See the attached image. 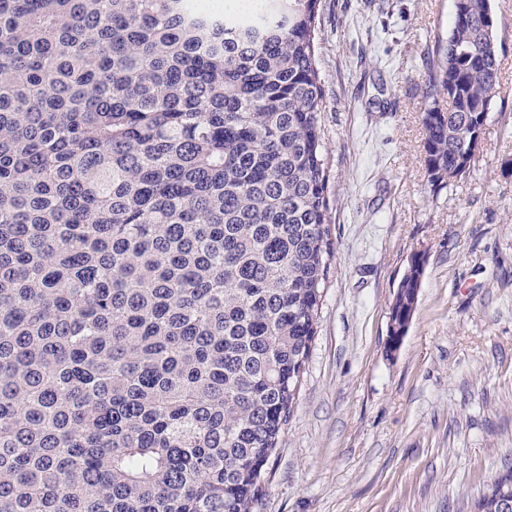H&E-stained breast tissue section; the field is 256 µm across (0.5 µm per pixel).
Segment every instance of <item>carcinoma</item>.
Masks as SVG:
<instances>
[{
    "label": "carcinoma",
    "instance_id": "cac0c4a2",
    "mask_svg": "<svg viewBox=\"0 0 512 512\" xmlns=\"http://www.w3.org/2000/svg\"><path fill=\"white\" fill-rule=\"evenodd\" d=\"M319 5L0 0V512H254L330 257ZM425 67L434 193L499 94L490 0Z\"/></svg>",
    "mask_w": 512,
    "mask_h": 512
}]
</instances>
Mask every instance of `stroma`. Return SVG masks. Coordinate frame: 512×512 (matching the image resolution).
Returning <instances> with one entry per match:
<instances>
[{
	"label": "stroma",
	"instance_id": "1",
	"mask_svg": "<svg viewBox=\"0 0 512 512\" xmlns=\"http://www.w3.org/2000/svg\"><path fill=\"white\" fill-rule=\"evenodd\" d=\"M469 174L430 192L422 59L452 0H321L330 242L298 404L255 512H473L512 466V0ZM426 264L399 350L389 308Z\"/></svg>",
	"mask_w": 512,
	"mask_h": 512
}]
</instances>
